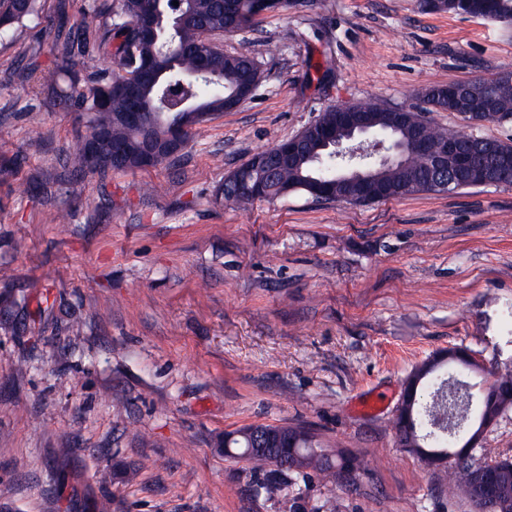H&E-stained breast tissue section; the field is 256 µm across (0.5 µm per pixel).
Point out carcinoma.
Listing matches in <instances>:
<instances>
[{"label":"carcinoma","instance_id":"obj_1","mask_svg":"<svg viewBox=\"0 0 512 512\" xmlns=\"http://www.w3.org/2000/svg\"><path fill=\"white\" fill-rule=\"evenodd\" d=\"M70 0H57L55 15L43 16L41 0H0V35L21 33L29 24L42 20L44 31L51 40L56 64L43 73L46 86L55 88L61 79L68 80L54 105L75 112L85 119L86 135L99 131L108 139L99 145V160L91 166L83 148L72 158L73 173L61 180L65 196L78 199L85 191V178L105 177L111 171L140 169L135 157L122 164H114L111 150L140 143L141 133L119 120V114L128 110V98L118 87L135 74L144 63L160 72L155 81L145 80L139 86L140 101L151 116L155 140L164 139L172 130L181 132L183 143L198 135L204 123L217 113L224 112V100L235 90L249 86L259 66L248 52L227 54L222 48L201 37L199 27L186 22L173 26L170 16L182 9L197 16L210 32H228V19L217 0H184L178 6L172 0H85L81 18L68 21ZM461 16L473 12L483 18L511 22L512 0H447L440 7ZM155 12L163 17V32L153 39L139 36L135 21L142 15ZM92 63L84 75L75 69L76 59ZM205 62L208 75L193 83L184 81L185 75ZM471 95L481 103L492 101L484 119L503 122L512 118V78L501 76L492 80L469 82ZM181 89L189 100V108L171 111L162 107L167 93ZM353 112H371L379 127H386L390 109L376 104L349 105ZM305 149L309 156L295 169L283 168L274 176L244 163L239 166L242 177L235 184H222L218 189L226 203L245 206L254 201L247 186L265 183L266 199L277 200L290 193L310 195L305 178L329 176L336 172V159L327 158V152L310 140ZM428 172L419 156L409 159L399 170H386L382 181L388 194L403 197L417 193H435L427 185ZM439 367L427 360L416 366L406 384L408 400L401 415L393 422L401 447L414 454L424 466H430L428 453L451 451L455 457L443 468L448 478L471 505L473 512H512V459L497 458L491 448L480 449L483 462L473 457V449L461 448L456 443L453 427H467V431L481 425L491 426L512 411V366L489 371L492 381L483 393L479 408L471 412L472 395L449 379L437 377ZM279 431L293 433L294 440L286 449L274 448L269 455L248 454L255 440ZM224 455L239 457L252 464L254 491L258 495L275 498L292 485L315 472L333 484H340L344 475L364 467L357 458L331 454L321 442L302 425H250L224 433ZM488 470L494 481L509 489V503L498 507L493 500L477 493L474 474Z\"/></svg>","mask_w":512,"mask_h":512}]
</instances>
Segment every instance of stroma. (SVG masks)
<instances>
[{"instance_id": "35a3bbf8", "label": "stroma", "mask_w": 512, "mask_h": 512, "mask_svg": "<svg viewBox=\"0 0 512 512\" xmlns=\"http://www.w3.org/2000/svg\"><path fill=\"white\" fill-rule=\"evenodd\" d=\"M215 41L255 57L254 96L177 163L88 179L79 201L57 187L85 127L23 74L54 67L51 42H0V506L289 512L220 444L303 423L366 463L347 487L310 476L316 512H470L393 421L436 352L512 365V186L245 208L216 191L330 107H417L426 87L512 73V26L420 0H288ZM431 119L512 142V121Z\"/></svg>"}]
</instances>
